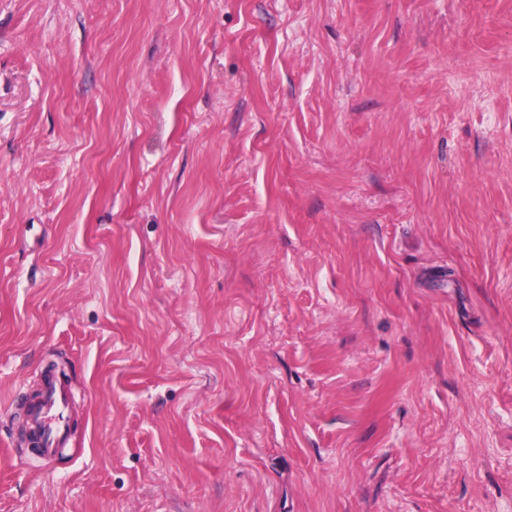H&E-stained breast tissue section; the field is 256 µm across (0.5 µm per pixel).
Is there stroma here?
<instances>
[{"instance_id": "obj_1", "label": "stroma", "mask_w": 512, "mask_h": 512, "mask_svg": "<svg viewBox=\"0 0 512 512\" xmlns=\"http://www.w3.org/2000/svg\"><path fill=\"white\" fill-rule=\"evenodd\" d=\"M0 512H512V0H0ZM43 378V397L40 402L28 407L27 412L31 430L46 435L42 448H38L39 455L51 457L70 438L68 404L72 389L53 372H45Z\"/></svg>"}]
</instances>
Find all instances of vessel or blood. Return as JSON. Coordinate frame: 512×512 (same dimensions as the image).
Instances as JSON below:
<instances>
[{
    "mask_svg": "<svg viewBox=\"0 0 512 512\" xmlns=\"http://www.w3.org/2000/svg\"><path fill=\"white\" fill-rule=\"evenodd\" d=\"M71 396L72 389L69 385L63 383L54 373H45L43 397L40 402L27 409L31 430L46 436L39 450L41 456H53L58 448L68 442V404Z\"/></svg>",
    "mask_w": 512,
    "mask_h": 512,
    "instance_id": "vessel-or-blood-1",
    "label": "vessel or blood"
}]
</instances>
